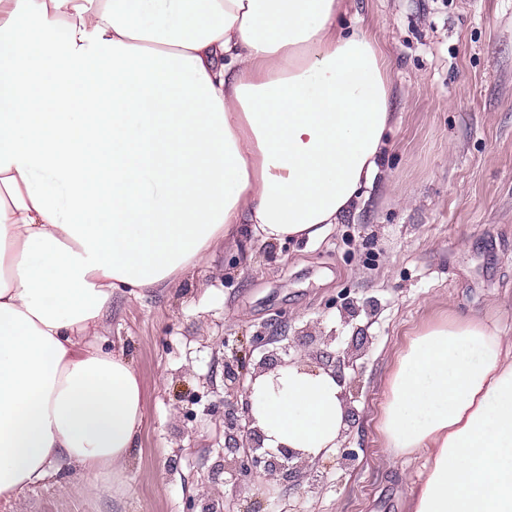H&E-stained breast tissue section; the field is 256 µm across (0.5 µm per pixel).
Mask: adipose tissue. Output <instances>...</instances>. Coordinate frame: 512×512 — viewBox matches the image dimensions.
<instances>
[{"label":"adipose tissue","instance_id":"ef3b65f1","mask_svg":"<svg viewBox=\"0 0 512 512\" xmlns=\"http://www.w3.org/2000/svg\"><path fill=\"white\" fill-rule=\"evenodd\" d=\"M345 0H0V503L73 468L119 491L143 385L112 298L244 236L314 242L356 211L393 120L386 53ZM343 385L304 354L259 375L268 448L334 453ZM409 512H512V327L448 316L390 373Z\"/></svg>","mask_w":512,"mask_h":512}]
</instances>
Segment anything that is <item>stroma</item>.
<instances>
[{
	"label": "stroma",
	"mask_w": 512,
	"mask_h": 512,
	"mask_svg": "<svg viewBox=\"0 0 512 512\" xmlns=\"http://www.w3.org/2000/svg\"><path fill=\"white\" fill-rule=\"evenodd\" d=\"M348 4L386 51L394 112L363 207L322 241L220 248L213 272L114 297L104 334L145 386L127 490L99 500L63 471L26 492L27 512H406L421 463L393 466L379 431L398 354L449 314L512 324V0ZM348 301L373 302V318L345 321ZM359 324L369 339L345 370L358 416L342 437L355 461L320 460L318 481L291 491L240 483L224 468L226 366L255 371L252 338L275 328L310 336L311 358L332 331L351 346Z\"/></svg>",
	"instance_id": "1"
}]
</instances>
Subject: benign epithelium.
Here are the masks:
<instances>
[{
  "label": "benign epithelium",
  "instance_id": "1",
  "mask_svg": "<svg viewBox=\"0 0 512 512\" xmlns=\"http://www.w3.org/2000/svg\"><path fill=\"white\" fill-rule=\"evenodd\" d=\"M278 341L280 337L274 335L253 338V343L257 346H272L258 362L260 372L266 373L293 363V360H286L279 354V348L275 347ZM348 359L349 351L346 349H326L315 358L313 369L323 368L343 381L345 377L341 368ZM245 370L246 365L243 364L239 370L230 367L226 371L228 394L235 398L245 393ZM263 441L264 435L255 426L249 399L224 410V469L238 474L248 482L267 476L274 477L281 483H290L308 465V460L301 452L292 448L272 450L264 447Z\"/></svg>",
  "mask_w": 512,
  "mask_h": 512
}]
</instances>
